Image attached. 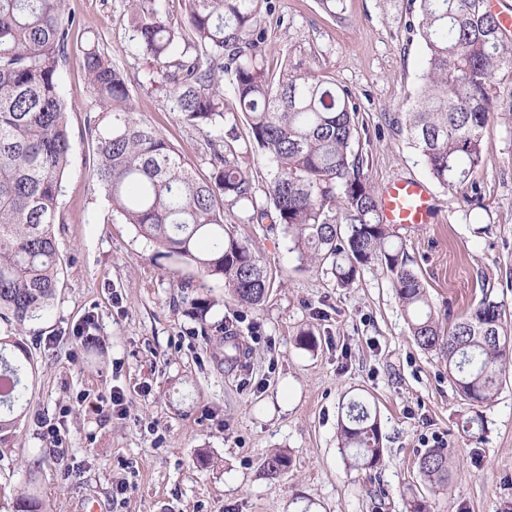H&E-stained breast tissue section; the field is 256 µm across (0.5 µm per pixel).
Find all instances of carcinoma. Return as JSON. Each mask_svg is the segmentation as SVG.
Returning a JSON list of instances; mask_svg holds the SVG:
<instances>
[{
  "instance_id": "obj_1",
  "label": "carcinoma",
  "mask_w": 512,
  "mask_h": 512,
  "mask_svg": "<svg viewBox=\"0 0 512 512\" xmlns=\"http://www.w3.org/2000/svg\"><path fill=\"white\" fill-rule=\"evenodd\" d=\"M188 25H171L158 0H129L131 41L162 65L168 101L183 123L216 129L224 120V75L250 144L268 166L266 195L257 205L252 179L234 146L211 143L209 178L191 168L150 124L136 117L127 77L99 46L84 50L90 89L107 121L95 129L93 178L112 210L166 257L195 265L247 307L266 299L270 280L250 244L224 226V201L251 205V222L270 218L288 231L302 267L329 264L348 288L359 270L390 272L411 336L448 362L457 392L473 406L493 401L512 363V335L501 305L484 296L450 328L432 311L425 284L409 267L404 245L383 222L379 199L354 151L359 116L352 94L301 61L265 64V30L253 0H190ZM75 18L65 0H0V319L15 335L0 336V441L26 415L25 372L33 358L19 335L49 312L62 260L54 235L61 182L71 149L60 95V72ZM417 28L426 66L409 110L391 123L440 187L476 188L485 164L483 138L500 96L496 74L512 70V39L486 0H418ZM338 441L354 465L376 469L384 459L377 412L348 403ZM289 463L281 452L264 461L270 477ZM427 484L448 488V449L435 445L418 460Z\"/></svg>"
}]
</instances>
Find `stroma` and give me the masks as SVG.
<instances>
[{"instance_id": "1", "label": "stroma", "mask_w": 512, "mask_h": 512, "mask_svg": "<svg viewBox=\"0 0 512 512\" xmlns=\"http://www.w3.org/2000/svg\"><path fill=\"white\" fill-rule=\"evenodd\" d=\"M341 17L318 0H254L267 32L269 70L307 58L348 89L359 112L364 174L376 191L396 177L430 176L390 117L407 112L424 69V44L408 22L415 0H342ZM78 23L61 68L71 150L55 234L64 272L49 313L27 344L35 370L28 416L0 443V512L37 488L48 512H512V365L494 401L474 408L441 355L420 349L380 265L338 287L323 267L299 269L284 226L252 223L246 205L225 203L224 223L248 239L271 280L266 300L241 306L223 280L208 279L198 320L179 280L194 267L157 254L113 214L91 176L94 128L103 114L86 79L84 49L99 46L131 80L136 112L182 155L198 178L211 173L208 130L182 123L155 63L130 39L127 0H66ZM226 117L242 168L267 206V165L246 151L249 128L224 80ZM476 189L431 188L432 223L396 227L409 266L428 288L444 326L483 295L512 330V112L484 136ZM233 332L235 346L224 343ZM309 331L313 350L297 338ZM124 395L122 406L111 403ZM375 401L384 462L353 467L336 439L343 403ZM481 412L472 438L462 421ZM60 429V442L46 434ZM447 442L451 482L434 493L418 458ZM291 463L276 479L264 460ZM212 463L200 467L198 453Z\"/></svg>"}]
</instances>
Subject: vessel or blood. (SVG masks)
<instances>
[{"label": "vessel or blood", "instance_id": "vessel-or-blood-1", "mask_svg": "<svg viewBox=\"0 0 512 512\" xmlns=\"http://www.w3.org/2000/svg\"><path fill=\"white\" fill-rule=\"evenodd\" d=\"M432 209V195L427 185L413 178L394 179L381 194V215L388 224L411 226L428 223Z\"/></svg>", "mask_w": 512, "mask_h": 512}]
</instances>
